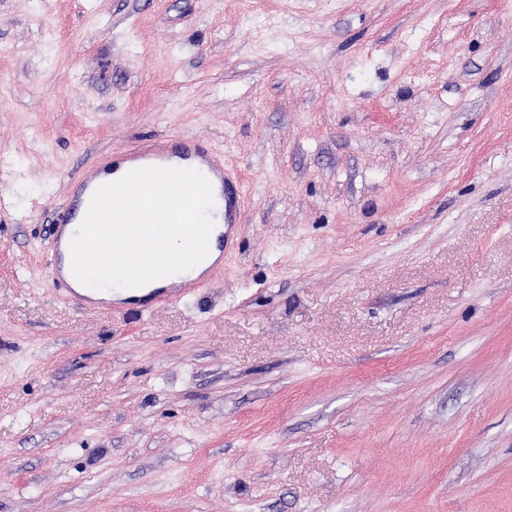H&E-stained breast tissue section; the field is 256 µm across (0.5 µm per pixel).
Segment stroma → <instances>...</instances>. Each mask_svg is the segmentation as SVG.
Returning <instances> with one entry per match:
<instances>
[{"label": "stroma", "instance_id": "stroma-1", "mask_svg": "<svg viewBox=\"0 0 512 512\" xmlns=\"http://www.w3.org/2000/svg\"><path fill=\"white\" fill-rule=\"evenodd\" d=\"M243 184L188 300L48 276L156 136ZM0 512H512V0H0ZM108 183L111 182H97L93 178L87 177L79 179L75 191L70 195L64 212L55 224V254L52 262L49 264V277L54 284L63 285L70 292H76L73 287L74 284H81L76 280L71 269V239L85 218L94 192L99 187ZM81 206H83V210L78 221L77 218ZM63 250H66L70 256V264L65 273L61 266Z\"/></svg>", "mask_w": 512, "mask_h": 512}]
</instances>
